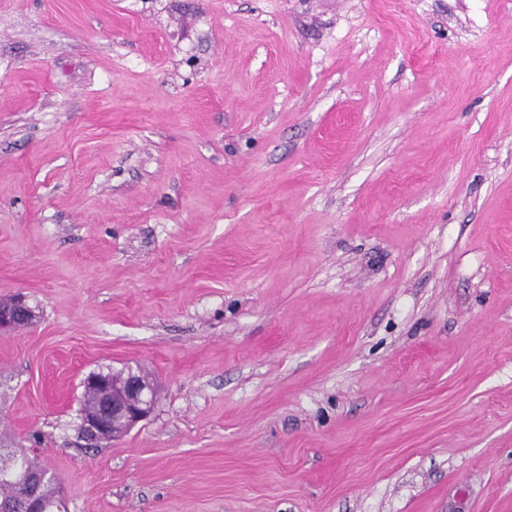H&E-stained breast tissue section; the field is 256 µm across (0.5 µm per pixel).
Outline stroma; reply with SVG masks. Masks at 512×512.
<instances>
[{"label": "stroma", "mask_w": 512, "mask_h": 512, "mask_svg": "<svg viewBox=\"0 0 512 512\" xmlns=\"http://www.w3.org/2000/svg\"><path fill=\"white\" fill-rule=\"evenodd\" d=\"M17 293L0 448L68 512H512V0H0ZM38 317L36 309L30 306L23 295H14L7 302H0V334L9 335L14 330L31 324ZM84 393L102 398L98 411L81 414V431L85 447L95 448L103 441L119 437L152 413L157 390L142 371L89 373L82 382Z\"/></svg>", "instance_id": "stroma-1"}]
</instances>
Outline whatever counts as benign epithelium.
Here are the masks:
<instances>
[{
    "mask_svg": "<svg viewBox=\"0 0 512 512\" xmlns=\"http://www.w3.org/2000/svg\"><path fill=\"white\" fill-rule=\"evenodd\" d=\"M37 318L36 309L23 295H15L7 302H0V334L5 336L26 326ZM85 394L102 398L97 411L81 414V431L85 447L95 448L100 443L119 437L131 430L152 413L157 398L153 383L140 370L127 368L121 371L89 373L83 380ZM50 482L49 475L39 476L38 483L24 484L20 501L0 502V512H65L61 497L48 503L41 495V485Z\"/></svg>",
    "mask_w": 512,
    "mask_h": 512,
    "instance_id": "benign-epithelium-1",
    "label": "benign epithelium"
}]
</instances>
